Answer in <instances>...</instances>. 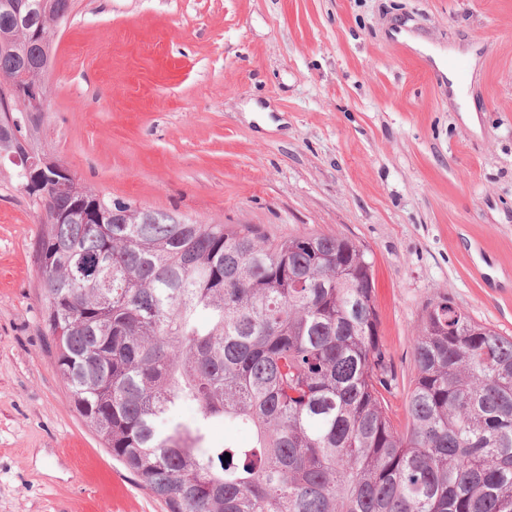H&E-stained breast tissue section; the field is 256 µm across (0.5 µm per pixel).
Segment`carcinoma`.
<instances>
[{
  "label": "carcinoma",
  "mask_w": 512,
  "mask_h": 512,
  "mask_svg": "<svg viewBox=\"0 0 512 512\" xmlns=\"http://www.w3.org/2000/svg\"><path fill=\"white\" fill-rule=\"evenodd\" d=\"M71 11L0 0V153L44 211L43 322L112 457L168 512H512L511 337L438 297L412 337L400 433L366 249L112 202L59 161L28 190L39 151L17 77L49 70L50 27ZM185 402L198 421L160 429ZM216 421L252 444L213 453Z\"/></svg>",
  "instance_id": "carcinoma-1"
}]
</instances>
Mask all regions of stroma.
Listing matches in <instances>:
<instances>
[{
  "mask_svg": "<svg viewBox=\"0 0 512 512\" xmlns=\"http://www.w3.org/2000/svg\"><path fill=\"white\" fill-rule=\"evenodd\" d=\"M51 40L32 139L80 182L270 239L366 248L398 431L410 338L439 296L512 336V0H73ZM471 49L475 128L432 58ZM39 214L0 157V512H167L57 368Z\"/></svg>",
  "mask_w": 512,
  "mask_h": 512,
  "instance_id": "1",
  "label": "stroma"
}]
</instances>
